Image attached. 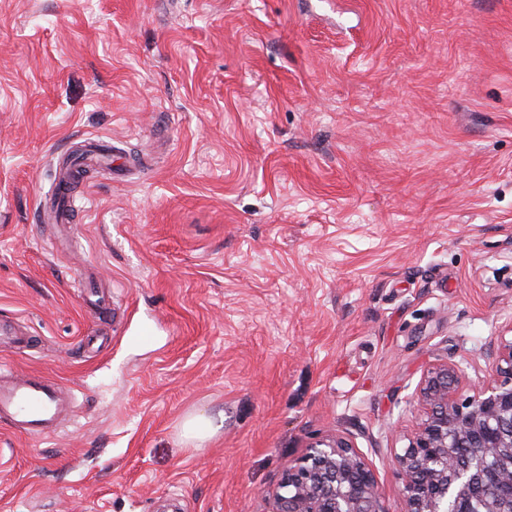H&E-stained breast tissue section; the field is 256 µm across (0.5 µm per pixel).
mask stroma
<instances>
[{
  "instance_id": "1",
  "label": "stroma",
  "mask_w": 512,
  "mask_h": 512,
  "mask_svg": "<svg viewBox=\"0 0 512 512\" xmlns=\"http://www.w3.org/2000/svg\"><path fill=\"white\" fill-rule=\"evenodd\" d=\"M81 137L133 164L66 229ZM0 318L77 400L0 423V512H268L336 431L405 512L422 373L512 334V0H0ZM215 430L213 421L204 414L190 415L182 424L184 438L194 444L201 443Z\"/></svg>"
}]
</instances>
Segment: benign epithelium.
I'll use <instances>...</instances> for the list:
<instances>
[{"label": "benign epithelium", "instance_id": "obj_1", "mask_svg": "<svg viewBox=\"0 0 512 512\" xmlns=\"http://www.w3.org/2000/svg\"><path fill=\"white\" fill-rule=\"evenodd\" d=\"M429 367L416 386L424 415L393 456L406 512H512V338L490 381ZM269 512H383L374 471L343 432L312 442L288 465Z\"/></svg>", "mask_w": 512, "mask_h": 512}]
</instances>
